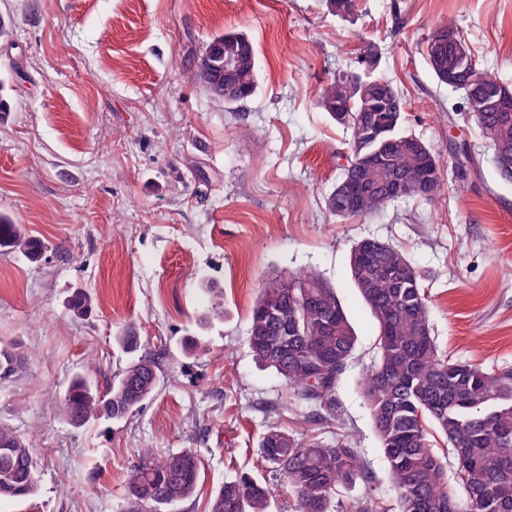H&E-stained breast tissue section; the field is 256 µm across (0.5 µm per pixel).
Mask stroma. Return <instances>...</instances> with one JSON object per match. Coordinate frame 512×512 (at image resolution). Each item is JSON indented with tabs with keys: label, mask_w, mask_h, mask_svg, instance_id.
<instances>
[{
	"label": "stroma",
	"mask_w": 512,
	"mask_h": 512,
	"mask_svg": "<svg viewBox=\"0 0 512 512\" xmlns=\"http://www.w3.org/2000/svg\"><path fill=\"white\" fill-rule=\"evenodd\" d=\"M0 0V214L40 239L31 262L0 252V345L25 364L0 381V424L32 439L38 490L0 512H120L143 451L197 449L200 480L179 512H207L240 473L274 487L273 512L293 501L257 459L278 426L327 442L353 439L371 479L342 503L394 505L388 466L360 392L378 354V324L349 276L354 242L386 240L423 276L438 349L485 368L512 366V183L460 94L437 84L426 39L453 25L481 69L512 84V0ZM252 41L259 90L241 105L210 97L195 77L210 41ZM398 87L407 133L443 163L436 202L409 198L378 216L336 218L327 198L349 132L320 105L359 71ZM477 168L459 174L456 149ZM302 268L335 288L355 329V359L337 417L305 423L284 386L245 344L268 279ZM90 312L66 307L75 289ZM224 318L201 321L214 303ZM135 327L163 353L157 393L128 419L77 427L62 413L75 376L109 391L127 357L114 341ZM200 345L191 354L181 344Z\"/></svg>",
	"instance_id": "1"
}]
</instances>
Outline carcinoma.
Segmentation results:
<instances>
[{
	"label": "carcinoma",
	"mask_w": 512,
	"mask_h": 512,
	"mask_svg": "<svg viewBox=\"0 0 512 512\" xmlns=\"http://www.w3.org/2000/svg\"><path fill=\"white\" fill-rule=\"evenodd\" d=\"M231 41L219 36L205 50L210 62L207 83L223 85L224 56ZM443 59L463 90L468 68L448 46ZM377 98L365 100L351 80L334 82L322 96L326 112L349 109L342 127L351 132L347 164L338 182L356 176L379 187L393 179L420 181L435 201L441 190V168L432 150L414 149L415 136L403 129L404 113L390 112L403 103L394 83L378 77ZM258 74L240 68L236 85L224 102L232 105L254 96ZM466 109L492 146L512 147V111L474 112L468 94ZM385 131L392 144L367 137L369 128ZM377 152L369 162L367 152ZM389 202L377 191L351 208L329 211L338 218L365 216ZM20 250L36 262L43 247L22 227L0 217V250ZM350 278L379 327V359L364 379L362 394L379 438L396 493L398 512H512V368L485 369L452 361L439 352L426 304L422 277L410 258L381 239L367 238L352 247ZM76 316L88 311L85 293L68 300ZM117 344L131 355L112 388L100 394L83 377H75L63 400V414L73 425L91 419L122 421L152 397L160 385L161 357L137 354L139 336L131 327L116 334ZM357 336L336 294L322 275L303 269L285 280L265 283L251 314L247 346L255 362L274 371L285 383V401L308 410L310 422L337 416L336 388L354 358ZM23 357L0 346V380L23 367ZM446 447L436 448L430 430ZM261 462L279 475L294 497V512H339L338 492L369 481L367 469L352 444L298 439L273 426L258 443ZM454 482H449L448 468ZM200 477L196 451L185 448L145 460L132 469L123 512H161L191 500ZM37 480L33 445L0 427V498H25ZM268 486L249 475L224 482L210 499L207 512H271Z\"/></svg>",
	"instance_id": "obj_1"
}]
</instances>
